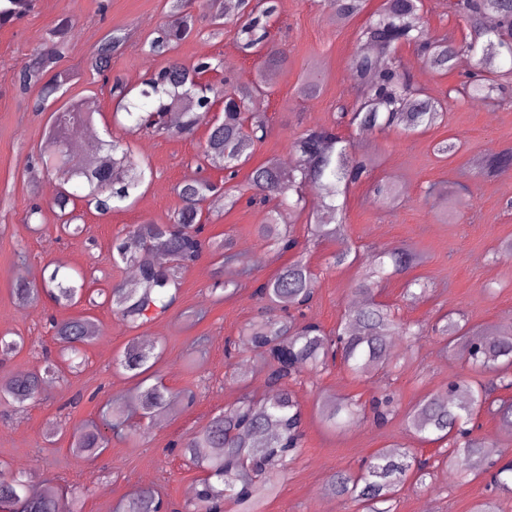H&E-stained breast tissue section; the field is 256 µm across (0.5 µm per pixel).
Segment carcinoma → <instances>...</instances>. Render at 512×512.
I'll list each match as a JSON object with an SVG mask.
<instances>
[{
  "instance_id": "cac0c4a2",
  "label": "carcinoma",
  "mask_w": 512,
  "mask_h": 512,
  "mask_svg": "<svg viewBox=\"0 0 512 512\" xmlns=\"http://www.w3.org/2000/svg\"><path fill=\"white\" fill-rule=\"evenodd\" d=\"M342 20H351L364 9L365 0H327ZM192 0H170L169 20L147 42L148 53L169 56L179 42L197 31L198 15L191 10ZM421 0H383L378 20L360 33V49L352 58L350 69L360 85L362 97L353 108L340 107L336 124L315 126L300 134L292 149L306 163L284 171L269 160L254 168L249 176L250 200L263 205L273 201L267 221L258 226V234L267 248L279 255L295 251L298 240L290 234L286 221L305 208L303 187L318 186L322 212L312 215L308 237L317 242L338 238L344 231L343 217L336 199L356 183L370 177L373 161L352 151L336 127L354 126L362 132L401 129L415 131L440 123L443 104L416 90L409 79L394 67H381L379 57L394 52L401 45L414 47L423 61L435 70L451 69L459 55L471 54L474 71L454 92L467 101L501 105L512 101V0H455V11L464 18L469 33L433 35L423 25ZM210 34L224 27V0H207ZM277 11L275 0L245 3L237 16L238 33L243 48L262 58L255 79L225 91L224 114L208 125L203 112L206 104L219 96L196 76L213 67L211 58L199 59L192 66L170 61L159 71L135 86L111 81L112 55L125 43L118 30L107 33L95 52L86 60V68L111 84L113 117L123 116L137 130H153L186 138L207 125V139L202 161H224L230 175L248 163L252 153L268 134L266 117L249 111L251 100L267 92L266 68L282 59L268 49L270 27ZM75 36L71 20L64 16L47 33V46L24 61L17 69L15 84L22 92L40 87V105L64 89L75 74L58 68L65 46ZM511 67L503 69V62ZM67 137L64 129L47 123L43 143L35 163L51 174L61 190L54 206L63 213L61 230L68 235L82 232L77 216L67 211L77 198L87 201L101 214L112 211L113 204L134 196L145 182L143 163L135 161L129 148L113 143L105 152L75 159L72 152L61 153L58 142ZM512 169V149L492 156L486 165L490 173ZM374 196L391 205L401 189L393 182L377 181ZM181 200L167 224L145 222L132 226L117 239L112 249L114 263L132 264L138 277L132 283L112 288L107 302L130 331H137L164 315L176 302L181 288V274L208 252L216 265L212 293L216 300L235 293L237 285L223 278L224 264L232 260V241H208L204 237L209 217L203 204L210 198H224V207L235 208L241 189L221 186L207 178L189 177L177 186ZM155 251L166 253L171 264L158 266L150 259ZM390 257L393 273L401 274L418 264L411 249L395 248L388 254H374L365 259V274L357 291L364 295L362 305L347 310L334 332H327L317 322L306 319L314 291L315 277L303 259H295L272 277L258 282L252 296L264 303L268 315L248 326L243 337L226 341V367L243 351L252 352L267 368V394L247 397L240 405L215 415L203 429L184 436L175 446L204 477L195 486L193 497L184 505L185 512H224L227 501L236 512H264L266 501L275 489V478L288 464V458L301 447L303 412L294 400L288 384L306 369H328L340 363L356 377H363L388 361L387 340L406 336L417 341L426 329L414 328L397 320L391 308L376 300L373 290L385 276L384 257ZM46 294L55 304L73 306L83 301L94 303L86 293L85 274L66 273L58 268L42 276L40 286L25 283L14 289L16 299L26 304ZM61 357H77L96 338L95 325L87 317L51 321ZM440 341L456 350L470 372L494 375L495 389H512V331L497 336H472L466 325L446 314L431 328ZM23 337L0 334V357L19 353ZM162 352L143 348L132 339L116 359L117 368L136 380L133 392L143 418L153 422L163 412L177 405L193 402L191 390L171 392L150 383V369ZM61 364L47 353L41 368L0 380V404L21 407L35 399L43 386L56 380ZM395 399L390 394L374 397L370 403L373 421L383 424L393 418ZM489 391L479 381L462 375L449 386L448 401L434 395L422 399L408 413L410 430L424 441L448 444L438 451L437 464L450 467L460 457L471 463L476 477L490 474L491 482L501 491L512 492V460L499 465L489 462L485 449L494 447L490 438L476 433L475 420L481 411L492 407ZM358 405L348 399L324 403L323 419L334 425L341 418H353ZM137 433L124 406L116 401L101 408L100 421L91 420L73 434L71 449L78 456L99 457L109 444V437L125 439ZM430 461L419 459L406 448H382L367 459L357 475L338 473L330 489L352 500L360 512H394V503L408 478L419 485L431 475ZM9 504L11 512H81L78 497L64 499L56 494L35 495L29 491L22 471H0V506ZM168 507L158 489L140 487L119 504L121 512H160Z\"/></svg>"
}]
</instances>
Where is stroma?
<instances>
[{
  "mask_svg": "<svg viewBox=\"0 0 512 512\" xmlns=\"http://www.w3.org/2000/svg\"><path fill=\"white\" fill-rule=\"evenodd\" d=\"M382 0H367L364 11L349 21L337 20L320 0H278V16L271 27V47L285 59L275 69L271 92L264 97L263 112L268 135L254 151L247 167L236 178L247 187L251 168L266 161L292 156L291 144L304 129L333 124L340 106L358 97L351 78L350 61L359 47V34L380 8ZM69 17L76 37L59 66L76 73L64 100L92 104V128L98 140H121L152 170L134 204H117L99 214L76 202L74 213L84 231L78 236L62 233L54 206L56 181L45 172H31L30 160L43 141L48 112L36 111L39 90L22 93L14 73L29 55L46 46L48 30L61 17ZM168 20L166 0H36L35 8L18 22L0 27V334L19 335L30 345L0 362V379L28 372L42 362L43 351H56L51 320L87 316L100 329L87 347L84 363L64 371L62 378L44 387L24 407L0 404V464L26 471L31 486L66 494L80 491L82 512H113L115 505L138 486L151 484L175 506L190 500V490L201 470L183 457L167 454L169 442L200 429L225 408L247 395L266 390L265 372L253 354L237 359L235 379H226L224 345L238 339L249 323L260 316L261 304L253 297L255 281L272 276L290 262V255L276 256L258 235L267 210L239 204L227 210L211 207L209 235L230 237L235 259L229 268L238 293L215 301L210 288L214 265L203 256L182 274L179 301L163 316L138 332H130L113 314L109 304L81 303L61 307L49 298L20 304L13 290L23 281L39 282L44 269L62 266L86 272L90 293L110 291L127 281L128 267L114 264L115 238L146 221L168 223L180 201L177 185L196 169L206 139L205 129L188 138L157 132L130 133L112 118L109 89L85 68L100 39L110 30L128 32L122 49L112 58V74L128 84L139 83L166 60L147 54L143 45ZM175 58L193 64L199 58L220 60L210 82L227 89L249 82L258 59L248 56L233 24L221 36L192 35L181 42ZM413 85L446 103V117L435 126L408 133L390 130L365 134L341 126L340 134L355 151L370 156L374 179L396 182L403 192L398 203H378L368 182L350 188L344 207L346 230L336 239L309 242L307 214L297 215L291 229L302 244L315 277V296L307 312L325 330H335L352 302L362 274V260L374 251L405 246L422 261L408 272L391 277L375 290L378 301L395 308L402 321L431 324L439 316L460 312L475 332L495 336L512 330V258H503L500 243L512 239V170L489 174L486 160L512 149V105L490 107L452 96L465 77L466 66L455 65L445 73L430 69L413 47L404 45L387 55ZM318 76L314 94L302 90L306 76ZM455 137L460 150L444 157L435 145ZM445 190V197L428 196L429 187ZM40 204L43 219L28 222L32 204ZM342 250L355 255L353 263L335 266L332 256ZM429 284L417 303L404 298L413 279ZM151 339L163 350L153 366L154 380L171 391L192 390L193 406L180 407L150 425L140 439L111 440L97 459L73 455L69 450L72 429L96 418L105 403L127 397L131 381L114 361L131 337ZM399 360L387 374L351 376L343 368L315 373L303 371L292 384L294 398L304 415V437L265 512H355L353 503L325 489L336 471L358 472L362 463L381 448L414 449L428 458L437 444L421 441L405 428V414L425 396L445 393L448 384L465 369L454 352L443 350L436 337L410 344L396 337ZM395 393L398 413L383 425L362 418L341 426L322 422L320 409L330 398L350 397L369 404L372 397ZM77 406H70V399ZM496 499L499 512H512V494H492L487 481L473 477L465 459L449 468H434L425 485L406 487L397 512H472L477 502Z\"/></svg>",
  "mask_w": 512,
  "mask_h": 512,
  "instance_id": "1",
  "label": "stroma"
}]
</instances>
